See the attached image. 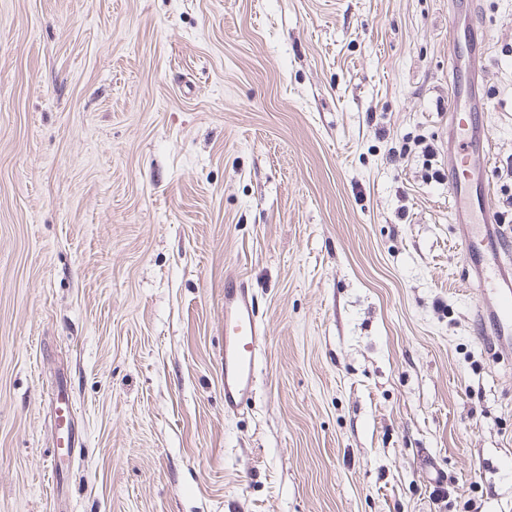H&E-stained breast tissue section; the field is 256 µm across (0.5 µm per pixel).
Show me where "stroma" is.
Segmentation results:
<instances>
[{"mask_svg":"<svg viewBox=\"0 0 512 512\" xmlns=\"http://www.w3.org/2000/svg\"><path fill=\"white\" fill-rule=\"evenodd\" d=\"M449 6L0 0V512H512V335L431 177ZM463 23L512 228V0ZM231 275L268 336L233 415Z\"/></svg>","mask_w":512,"mask_h":512,"instance_id":"1","label":"stroma"}]
</instances>
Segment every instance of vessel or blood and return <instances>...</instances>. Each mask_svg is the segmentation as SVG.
Wrapping results in <instances>:
<instances>
[{
  "mask_svg": "<svg viewBox=\"0 0 512 512\" xmlns=\"http://www.w3.org/2000/svg\"><path fill=\"white\" fill-rule=\"evenodd\" d=\"M468 64L452 71L448 114V193L454 202L453 221L470 225L462 248L470 259L467 284L493 294L494 319L485 333L512 334V238H489L483 226L496 223L488 173L489 153L483 116L475 107L480 56L468 49ZM266 335L260 324L251 289L244 280L224 281V410L237 411L257 381L258 356Z\"/></svg>",
  "mask_w": 512,
  "mask_h": 512,
  "instance_id": "1",
  "label": "vessel or blood"
}]
</instances>
